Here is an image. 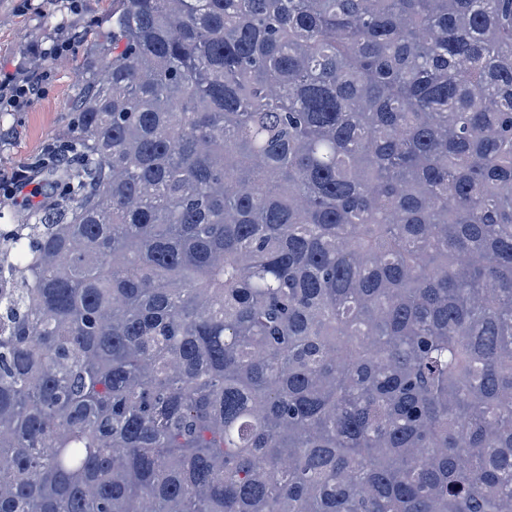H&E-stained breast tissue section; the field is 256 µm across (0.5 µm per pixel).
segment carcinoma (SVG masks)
<instances>
[{
    "label": "carcinoma",
    "mask_w": 512,
    "mask_h": 512,
    "mask_svg": "<svg viewBox=\"0 0 512 512\" xmlns=\"http://www.w3.org/2000/svg\"><path fill=\"white\" fill-rule=\"evenodd\" d=\"M0 225V512H512V0H112Z\"/></svg>",
    "instance_id": "1"
}]
</instances>
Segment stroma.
Listing matches in <instances>:
<instances>
[{
  "label": "stroma",
  "mask_w": 512,
  "mask_h": 512,
  "mask_svg": "<svg viewBox=\"0 0 512 512\" xmlns=\"http://www.w3.org/2000/svg\"><path fill=\"white\" fill-rule=\"evenodd\" d=\"M112 0H0V71L27 76L48 67L42 95L20 109L0 112V179L44 157L72 129L69 104L79 94L89 48ZM71 41L72 51L45 61L39 50Z\"/></svg>",
  "instance_id": "1"
}]
</instances>
